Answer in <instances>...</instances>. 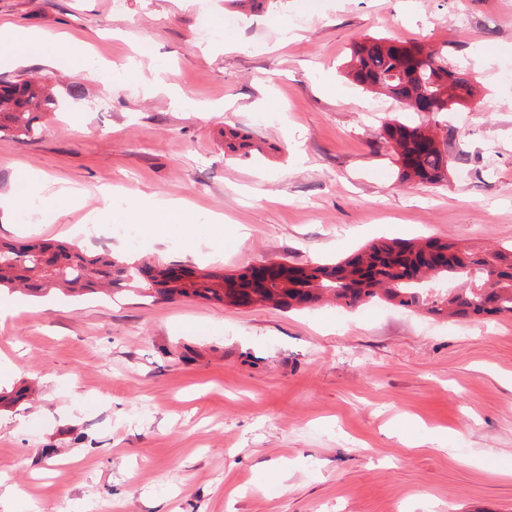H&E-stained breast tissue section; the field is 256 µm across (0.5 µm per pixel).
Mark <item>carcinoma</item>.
Segmentation results:
<instances>
[{
    "mask_svg": "<svg viewBox=\"0 0 512 512\" xmlns=\"http://www.w3.org/2000/svg\"><path fill=\"white\" fill-rule=\"evenodd\" d=\"M448 62L418 43L371 37L353 46L347 77L363 90L392 98L418 121L392 119L382 125L380 143L390 151L397 180L437 184L448 177V156L437 127L448 113L474 96L470 80L457 84L454 98L444 97ZM58 105L52 89L34 79L0 82V134L32 140L41 135L43 114ZM224 148L263 151L248 133L224 132ZM169 265L134 255L116 258L90 254L76 243L48 240L0 241V287L46 295L133 292L162 299L199 297L224 304L310 308L321 301L352 308L375 299L431 315L470 318L512 315V246L484 256L461 252L438 240L381 241L335 263L294 266L279 263L280 280L253 286L248 268L238 274H201L189 269L181 282L169 280ZM497 278L495 305L482 292L488 276Z\"/></svg>",
    "mask_w": 512,
    "mask_h": 512,
    "instance_id": "obj_1",
    "label": "carcinoma"
}]
</instances>
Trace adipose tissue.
Returning a JSON list of instances; mask_svg holds the SVG:
<instances>
[{
    "mask_svg": "<svg viewBox=\"0 0 512 512\" xmlns=\"http://www.w3.org/2000/svg\"><path fill=\"white\" fill-rule=\"evenodd\" d=\"M86 53L83 44L70 39H51L45 32L0 25V62L20 64L29 60L63 57L80 64Z\"/></svg>",
    "mask_w": 512,
    "mask_h": 512,
    "instance_id": "obj_1",
    "label": "adipose tissue"
}]
</instances>
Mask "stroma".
<instances>
[{
	"label": "stroma",
	"mask_w": 512,
	"mask_h": 512,
	"mask_svg": "<svg viewBox=\"0 0 512 512\" xmlns=\"http://www.w3.org/2000/svg\"><path fill=\"white\" fill-rule=\"evenodd\" d=\"M228 15L224 36L203 37ZM0 22L88 47L77 72L0 68L62 98L40 138L0 137V198L27 170L65 195L57 217L0 208L1 239L217 274L383 237L479 255L512 244V0H0ZM373 36L442 52L491 106L449 113L442 184H399L377 147L398 110L346 77ZM138 40L150 53L136 62ZM228 127L265 154L227 155ZM145 197L181 201L192 224L141 223ZM114 224L138 225L139 242ZM15 300L0 389L36 395L0 412V512H512V315Z\"/></svg>",
	"instance_id": "1"
}]
</instances>
